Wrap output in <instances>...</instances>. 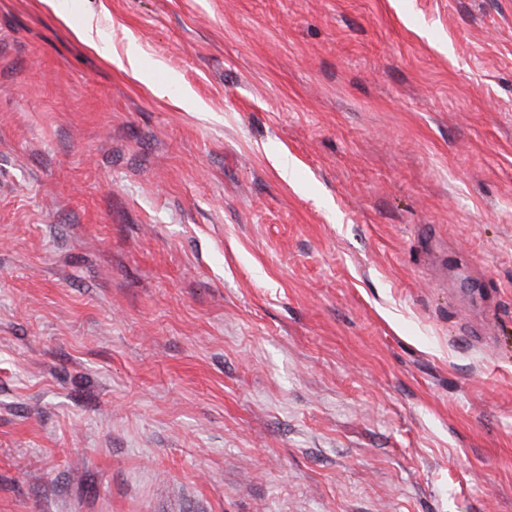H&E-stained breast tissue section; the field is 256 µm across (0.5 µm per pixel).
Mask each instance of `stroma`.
Masks as SVG:
<instances>
[{
	"instance_id": "stroma-1",
	"label": "stroma",
	"mask_w": 512,
	"mask_h": 512,
	"mask_svg": "<svg viewBox=\"0 0 512 512\" xmlns=\"http://www.w3.org/2000/svg\"><path fill=\"white\" fill-rule=\"evenodd\" d=\"M0 512H512V0H0Z\"/></svg>"
}]
</instances>
